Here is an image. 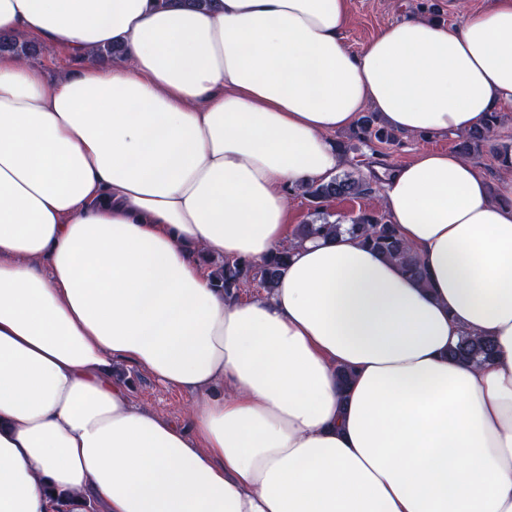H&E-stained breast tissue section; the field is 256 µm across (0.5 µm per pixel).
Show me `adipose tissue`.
I'll use <instances>...</instances> for the list:
<instances>
[{
  "label": "adipose tissue",
  "instance_id": "ef3b65f1",
  "mask_svg": "<svg viewBox=\"0 0 512 512\" xmlns=\"http://www.w3.org/2000/svg\"><path fill=\"white\" fill-rule=\"evenodd\" d=\"M347 17L0 0V38L84 62L50 85L0 52V512H512V176L425 149L369 171L424 284L288 227L290 187L336 173L363 112L427 137L512 112V0L359 52ZM284 247L265 296L201 262ZM464 334L493 360L449 359ZM122 363L194 413L136 406Z\"/></svg>",
  "mask_w": 512,
  "mask_h": 512
}]
</instances>
